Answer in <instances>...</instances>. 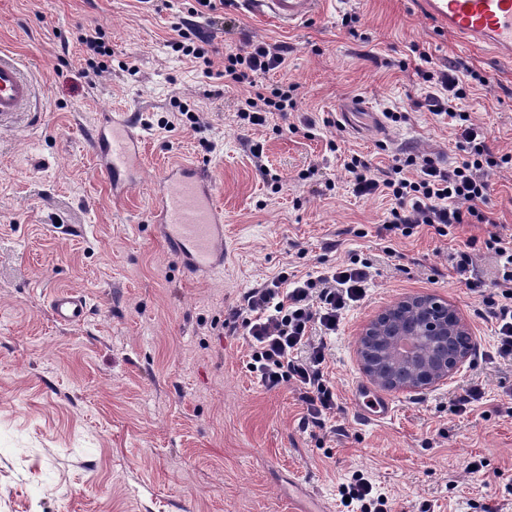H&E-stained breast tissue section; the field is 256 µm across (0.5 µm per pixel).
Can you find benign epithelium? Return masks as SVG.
I'll use <instances>...</instances> for the list:
<instances>
[{"instance_id": "7a95c632", "label": "benign epithelium", "mask_w": 512, "mask_h": 512, "mask_svg": "<svg viewBox=\"0 0 512 512\" xmlns=\"http://www.w3.org/2000/svg\"><path fill=\"white\" fill-rule=\"evenodd\" d=\"M403 336L431 342L429 350H399ZM456 336H471L457 310L435 295L406 297L382 311L362 331L361 357L365 374L393 390H422L448 378L466 360L470 349H448Z\"/></svg>"}]
</instances>
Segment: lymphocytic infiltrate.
<instances>
[{
    "label": "lymphocytic infiltrate",
    "mask_w": 512,
    "mask_h": 512,
    "mask_svg": "<svg viewBox=\"0 0 512 512\" xmlns=\"http://www.w3.org/2000/svg\"><path fill=\"white\" fill-rule=\"evenodd\" d=\"M217 9V0H193L190 21L172 49L202 65L206 77H218L225 87L240 90L237 116L244 123L263 126L273 113L294 109V85L262 92L256 88L258 76L283 67L285 45L249 43L244 52L225 57L223 70H212L195 20ZM418 58L422 65L416 73L429 87L427 109L458 128L462 158L448 165L406 153L381 170L354 154L344 162L348 183L357 196L390 197L393 205L385 228L404 237L421 226L444 237L463 224H493L492 177L512 164V155L494 156L482 128L458 107L480 76L461 60L436 68L426 51H419ZM485 247L496 260L495 285L500 289L499 297L489 302L497 325L495 352L512 358V235L489 232ZM370 279L366 261L326 267L300 278L283 271L245 292L231 314L232 324L242 327L249 342V371L268 389L295 385L306 406L304 425L324 426L336 410V395L324 373L327 339L335 335L343 312L365 297ZM338 494L340 512H386L385 495L363 473L341 483Z\"/></svg>",
    "instance_id": "obj_1"
}]
</instances>
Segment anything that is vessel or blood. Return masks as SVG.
<instances>
[{
	"instance_id": "obj_1",
	"label": "vessel or blood",
	"mask_w": 512,
	"mask_h": 512,
	"mask_svg": "<svg viewBox=\"0 0 512 512\" xmlns=\"http://www.w3.org/2000/svg\"><path fill=\"white\" fill-rule=\"evenodd\" d=\"M246 7L294 28L313 16L320 0H244ZM438 28L489 46L499 57L512 59V0H418ZM34 87L22 66L0 52V126L10 123L30 103ZM141 133L122 112L98 119L92 148L101 170L121 196L137 183L142 160ZM155 229L166 237L182 267L190 273L213 274L224 268V211L215 201V182L208 169L171 167L155 183ZM53 319L62 325L80 323L86 300L61 290L51 297Z\"/></svg>"
}]
</instances>
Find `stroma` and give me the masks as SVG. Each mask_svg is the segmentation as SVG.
<instances>
[{"mask_svg":"<svg viewBox=\"0 0 512 512\" xmlns=\"http://www.w3.org/2000/svg\"><path fill=\"white\" fill-rule=\"evenodd\" d=\"M187 8L0 0V51L36 87L30 109L0 127V512H336V488L356 470L387 495L390 512H512V360L491 358L484 298L452 269L465 250L492 279L485 226L386 234L389 198L355 196L342 152L329 147L343 141L381 169L402 149L460 159L455 128L424 105L416 43L484 77L461 109L494 155L512 154V63L438 30L416 0H322L291 30L233 0L221 17L198 21L214 34L215 68L246 42L284 43V68L257 82L297 86L294 111L248 126L236 117V90L171 49ZM347 13L359 18L349 28ZM91 27L112 48L99 74L77 39ZM125 59L134 72L119 70ZM178 102L200 125L158 128ZM388 109L405 122L389 124ZM104 111L133 115L142 132V178L121 200L89 147ZM256 143L281 191L257 170ZM175 163L215 175L223 274L187 278L155 234L152 187ZM356 259L372 263L373 279L328 342L336 413L306 429L298 393L258 382L226 319L281 270ZM59 289L85 297L84 322L54 321ZM428 294L469 325L470 356L440 385L393 393L388 416L364 418L357 387L383 389L362 371V329L404 296ZM473 384L483 399L459 411ZM474 460L476 475L466 469Z\"/></svg>","mask_w":512,"mask_h":512,"instance_id":"1","label":"stroma"}]
</instances>
